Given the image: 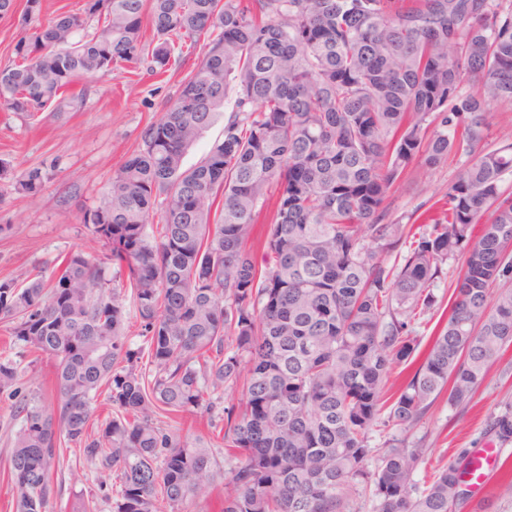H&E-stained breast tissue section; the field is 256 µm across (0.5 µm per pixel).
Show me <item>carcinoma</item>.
I'll return each instance as SVG.
<instances>
[{
	"label": "carcinoma",
	"instance_id": "obj_1",
	"mask_svg": "<svg viewBox=\"0 0 512 512\" xmlns=\"http://www.w3.org/2000/svg\"><path fill=\"white\" fill-rule=\"evenodd\" d=\"M20 29L0 109L25 121L84 111L89 88L71 90L81 78L128 64L162 75L205 43L83 213L104 257L71 251L48 281L0 282V325L55 373L46 408L0 355V392L20 419L9 438L17 512H45L63 442L120 479L104 496L112 512L211 499V442L169 420L217 408L210 426L235 462L221 512H355L358 485L378 495L377 512H456L469 453L414 496L424 449L393 436L372 448L370 434L417 425L445 392L467 407L512 346V145L480 150L490 104L512 105V0H82L51 16L26 0ZM472 81L483 93L465 90ZM231 92L223 138L184 167ZM450 154L477 159L448 186V209L414 229L387 221L408 167ZM53 172H23L15 193L36 195ZM457 258L448 320L384 415L394 365L415 360L416 309L433 305ZM238 387L245 402L220 406ZM490 430L512 442V405Z\"/></svg>",
	"mask_w": 512,
	"mask_h": 512
}]
</instances>
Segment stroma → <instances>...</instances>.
Masks as SVG:
<instances>
[{
  "instance_id": "obj_1",
  "label": "stroma",
  "mask_w": 512,
  "mask_h": 512,
  "mask_svg": "<svg viewBox=\"0 0 512 512\" xmlns=\"http://www.w3.org/2000/svg\"><path fill=\"white\" fill-rule=\"evenodd\" d=\"M201 58L198 49L183 53L160 77L148 75L139 66L94 80L86 109L60 118L48 116L32 124L0 111V162L10 167L9 175L0 177V281H20L36 269L52 277L59 259L71 251L100 255L101 244L83 223V210L96 204L113 171L137 146L142 128L160 117L166 100ZM50 164L56 171L38 194L27 198L15 194L14 175ZM468 164V158L451 156L434 168L410 166L388 200L390 221L405 224L416 211L440 207L449 184ZM456 268L453 261L444 265L433 288L436 305L416 320L420 344H428L448 316ZM20 368L21 392L50 405L54 393L51 360L29 352ZM508 403L512 404V372L505 371L500 361L489 365L468 409H455L446 397H439L421 423L407 433L409 441L421 439L426 446L414 475L416 489H424L458 453L475 456L493 445L488 424ZM18 425L11 399L0 394V512H15L7 453L9 437ZM510 479L512 445L504 447L499 469L483 495L470 496L459 512H512V495L502 489ZM51 488L47 512H70L76 492L98 493V474L73 457L52 470Z\"/></svg>"
}]
</instances>
